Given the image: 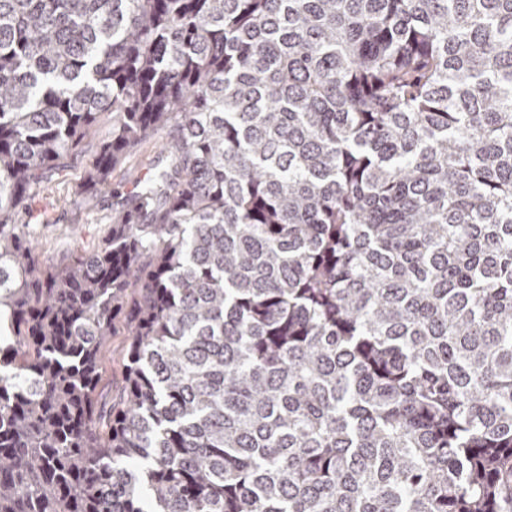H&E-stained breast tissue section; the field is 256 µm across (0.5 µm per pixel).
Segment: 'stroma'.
Wrapping results in <instances>:
<instances>
[{
    "label": "stroma",
    "instance_id": "obj_1",
    "mask_svg": "<svg viewBox=\"0 0 512 512\" xmlns=\"http://www.w3.org/2000/svg\"><path fill=\"white\" fill-rule=\"evenodd\" d=\"M111 133V113L99 114L78 149L63 161L20 215V223L35 227V256L42 266L54 268L66 264L96 247L109 227L112 186L133 187L156 164L160 140L154 137L143 142L115 167L108 187L80 193L85 170L95 161ZM127 342L128 332L123 321H116L99 384L104 397H111L122 385Z\"/></svg>",
    "mask_w": 512,
    "mask_h": 512
}]
</instances>
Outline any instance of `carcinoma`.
<instances>
[{
    "instance_id": "1",
    "label": "carcinoma",
    "mask_w": 512,
    "mask_h": 512,
    "mask_svg": "<svg viewBox=\"0 0 512 512\" xmlns=\"http://www.w3.org/2000/svg\"><path fill=\"white\" fill-rule=\"evenodd\" d=\"M0 331V512H512V0H0ZM111 133L112 112H102L78 149L43 184L19 217L20 224L36 227L35 256L45 268L66 264L96 247L110 225L112 185L132 188L157 163L161 132L143 142L115 167L108 186L79 193L85 170L95 161ZM122 320L115 321L114 336L111 337L110 348L107 349L101 373L99 391L109 399L118 392L122 385V364L129 336Z\"/></svg>"
}]
</instances>
